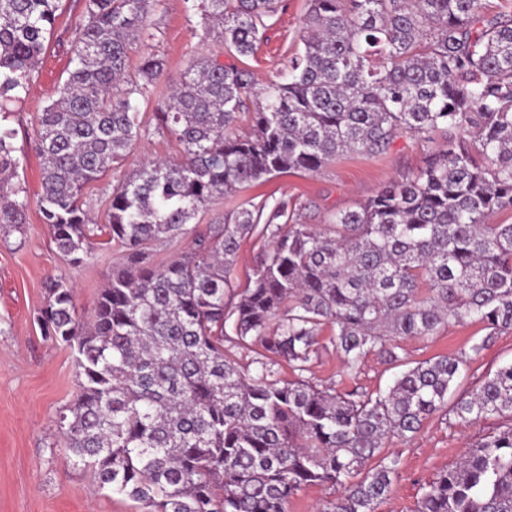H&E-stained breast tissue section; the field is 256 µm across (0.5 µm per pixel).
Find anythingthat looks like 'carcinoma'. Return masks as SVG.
I'll use <instances>...</instances> for the list:
<instances>
[{"instance_id": "obj_1", "label": "carcinoma", "mask_w": 512, "mask_h": 512, "mask_svg": "<svg viewBox=\"0 0 512 512\" xmlns=\"http://www.w3.org/2000/svg\"><path fill=\"white\" fill-rule=\"evenodd\" d=\"M303 48L260 85L216 57L189 61L153 121L140 103L164 60L143 51L162 0H84L75 66L37 118L39 211L74 265L91 255L84 188L151 132L180 146L112 188L107 229L125 248L90 321L52 279L42 336L75 351L78 393L59 417L66 462L148 512H288L309 486L341 489L322 512H376L396 459L392 439L444 410L463 355L406 362L401 340L480 323L479 353L512 330V12L484 0H307ZM59 0H0V112L29 91ZM278 0H199L235 56L253 55ZM256 99L255 108L248 106ZM247 121L250 132L235 129ZM428 144L423 164L322 226L297 203L251 201L201 229V209L283 174H314L345 153L381 155L398 138ZM15 130L0 124V229L26 223L14 183ZM268 241L246 287L231 271L241 241ZM164 265L148 252L182 238ZM343 373L378 355L402 368L387 391H339L304 376L326 345ZM263 349L241 368L224 341ZM286 362L296 377L282 380ZM512 413V363L457 398L471 423ZM376 465L365 467L371 460ZM416 512H512V426L482 439L430 482Z\"/></svg>"}]
</instances>
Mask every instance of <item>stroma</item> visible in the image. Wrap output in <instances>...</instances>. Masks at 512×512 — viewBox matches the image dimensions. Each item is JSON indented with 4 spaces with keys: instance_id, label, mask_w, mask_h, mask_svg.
<instances>
[{
    "instance_id": "stroma-1",
    "label": "stroma",
    "mask_w": 512,
    "mask_h": 512,
    "mask_svg": "<svg viewBox=\"0 0 512 512\" xmlns=\"http://www.w3.org/2000/svg\"><path fill=\"white\" fill-rule=\"evenodd\" d=\"M84 0H61L54 32L27 96L5 123L15 129L13 140L19 160L18 181L30 206L22 230H0V512H138L129 498L100 488L83 468L65 463L66 448L59 415L74 400L77 387L75 359L64 344L46 340L36 322L47 278L69 282L80 320L90 319L97 297L113 268L122 261L120 248L99 234L91 256L73 265L60 254L37 206L41 193L42 161L35 149L37 116L57 96L59 86L73 67L72 37L82 23ZM306 0H282V6L253 56L242 58L257 81L286 71L290 57L301 50V20ZM145 46L165 62L159 89L142 103L144 112L164 107L182 81L188 61L217 55L231 62L216 35L206 34L201 14L192 0H164L149 21ZM418 138H400L386 154L341 156L314 175H282L239 192L224 195L198 214L197 224H220L225 213L245 201L290 199L301 204L300 220L326 223L330 214L352 208L375 195L392 180L413 173L425 156ZM178 144L162 134L138 143L117 169L89 186L86 208L98 224H105L113 185L128 177L145 161L176 159ZM485 332L478 324H452L435 336L404 340L408 361H423L444 354H468L467 371L456 379L452 396L472 390L502 365L512 363V330L495 336L490 346L472 354L473 344ZM396 368L379 356H368L356 377L343 374L334 348L323 350L311 375L338 389L369 392L387 389ZM512 423L502 414L461 425L443 414L424 421L407 441L385 443L383 451L396 455L398 466L390 492L377 512H415L426 485L456 464L469 445L500 426Z\"/></svg>"
}]
</instances>
